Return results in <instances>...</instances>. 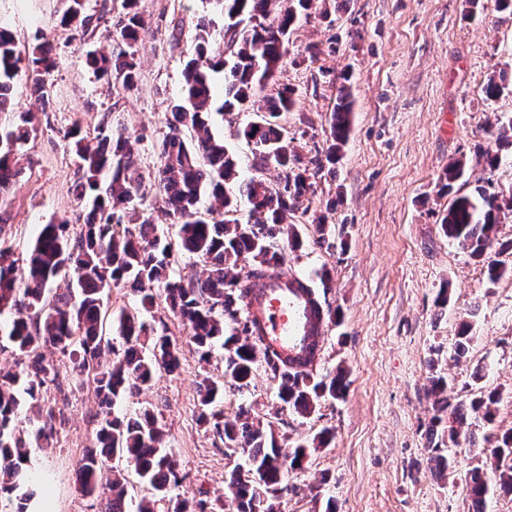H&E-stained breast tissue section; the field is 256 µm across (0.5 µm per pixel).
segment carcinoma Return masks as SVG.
Masks as SVG:
<instances>
[{
    "label": "carcinoma",
    "mask_w": 512,
    "mask_h": 512,
    "mask_svg": "<svg viewBox=\"0 0 512 512\" xmlns=\"http://www.w3.org/2000/svg\"><path fill=\"white\" fill-rule=\"evenodd\" d=\"M66 8L56 24L83 36L90 30L92 16L84 0H65ZM315 0H212L224 15L222 43L212 41L209 21L196 24L194 55L183 71L182 99L173 114L174 122L160 148L156 182L167 205V216L180 225L177 247L203 263L201 275L187 282L167 273L171 245L162 243L156 225L144 219L134 230L122 233L114 225L135 215L144 204L142 178L135 159L136 139L122 128L107 123L88 137L80 121L69 131L79 158L80 177L74 193L78 206V230L70 221L43 224L28 258L27 275L19 278L10 248L0 242V316L10 322L7 341L16 356V368L0 369V499H17L14 512H24L26 494L15 495L28 478V449L48 445L55 438L56 409L40 399L44 388L59 385L66 367L80 381L91 380L99 398L100 414L95 428L96 448L81 460L76 477L87 496L110 490L100 501L98 512H127L129 473L124 462L147 485L137 512H155V504L166 501L167 512H206L203 502L172 497L185 476L168 448L166 434L155 413L149 409L118 416L112 412L115 400L126 392L149 384L165 371L180 367V347L166 333L148 329L136 312L117 316L103 306L102 295L114 287L130 289L139 309L148 311L164 298L173 315L188 326L202 358L210 354L215 340H223L226 354L224 376L242 391L252 381L256 364L263 362L271 377L279 381L278 398L295 413L307 417L317 403L329 396L339 399L346 391V376L336 374L316 379L313 375L319 350L311 347L296 358H282L262 350L263 338L243 316L245 300L254 289L264 286L268 273L277 269L291 286L307 288L309 280L297 279L278 244L287 235L292 246L299 245L294 227L283 226L285 215L304 205L310 184L303 172L295 171L299 158L290 148L279 118L296 105L294 89L284 85L266 105L256 98L283 66L288 42L298 15L312 9ZM141 0H121L123 9L115 27V40L125 45L116 54L90 50L87 66L125 92L137 87L138 65L130 48L142 40L145 31ZM53 67V45L42 40L20 47L14 35L0 27V112L12 111L11 89L22 76L30 94L43 106L52 100L46 74ZM351 93L343 91L331 114L330 134L316 159L335 164L349 139L353 117ZM250 111L253 117L237 130V136L252 146L256 173L231 193L227 185L236 181V154L211 131L213 114ZM34 130L32 117L19 116V123L0 129V187H9L20 174L18 145ZM274 162L284 177L272 182L264 177L265 166ZM214 199L216 206L202 215L201 195ZM250 205L248 219L238 218L239 199ZM512 213V198L499 201L481 193L478 197H457L441 219L445 236L474 257L483 255L501 214ZM242 261L252 263L247 281L235 269ZM65 285H60V282ZM314 312L328 322L336 319L320 294L310 298ZM116 329L122 344L115 345L109 330ZM54 350L61 359L46 357ZM36 402L34 417L22 420L17 384ZM224 384L209 377L199 389L198 421L212 431L224 447L241 451L244 464L230 474L228 485L238 501V512H274L273 500L288 491L284 484L279 444L272 426L243 421H224V414L211 409ZM499 393L450 402L438 406L432 427L448 418L456 424L448 439L456 441L457 428L471 414L490 418L491 405ZM329 432L315 436L289 454L290 467H303L310 453L329 442ZM495 477L480 467L469 472L468 490L474 512H487L496 492H512V431L501 436L489 449Z\"/></svg>",
    "instance_id": "cac0c4a2"
}]
</instances>
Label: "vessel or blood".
<instances>
[{"instance_id":"b4317fda","label":"vessel or blood","mask_w":512,"mask_h":512,"mask_svg":"<svg viewBox=\"0 0 512 512\" xmlns=\"http://www.w3.org/2000/svg\"><path fill=\"white\" fill-rule=\"evenodd\" d=\"M245 311L257 323L266 346L284 357L302 354L324 327L308 294L286 287L275 273L247 299Z\"/></svg>"}]
</instances>
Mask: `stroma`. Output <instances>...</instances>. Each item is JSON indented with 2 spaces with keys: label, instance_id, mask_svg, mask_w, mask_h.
I'll list each match as a JSON object with an SVG mask.
<instances>
[{
  "label": "stroma",
  "instance_id": "1",
  "mask_svg": "<svg viewBox=\"0 0 512 512\" xmlns=\"http://www.w3.org/2000/svg\"><path fill=\"white\" fill-rule=\"evenodd\" d=\"M335 3L328 15L312 12L297 21L277 81L295 90L297 104L281 123L306 167L330 133L343 84H350L355 100L341 161L312 177L309 213L286 216L302 241L287 248L289 265L303 277L328 270L327 301L339 313L324 328L316 373L344 368L347 389L302 417L284 407L277 380L260 367L248 390L225 387L215 406L228 421L248 409L251 421L271 423L286 449L330 429V442L313 451L303 468L286 469L288 491L275 500L276 512H325L329 505L334 512H472L467 472L512 430V251L499 249L512 241V217L496 224L480 258L451 242L440 219L460 195L512 197V148L497 138L498 118L512 115V84L491 101L484 93L490 77L512 75V14L498 11L494 0ZM85 4L93 27L82 38L54 25L60 0H0V19L20 43L41 35L56 47L50 106L41 107L20 79L13 111L0 114L2 128L16 113L35 115V130L20 149V178L0 195V237L20 268L41 225L76 216L80 172L68 131L77 119L89 132L106 120L139 135L145 212L163 240H177L178 227L165 216L154 182L158 146L180 98L199 16H209L217 42L224 19L206 0H142L148 33L136 46L139 84L123 94L85 64L86 49L116 50L121 0ZM250 118L233 113L212 123L213 133L237 154L244 178L253 175L255 160L236 132ZM488 151L502 157L493 172L482 158ZM455 160L463 162L464 174L443 189L444 171ZM317 214L324 226L314 224ZM323 233L336 248L318 245ZM491 261L508 268V275L490 281ZM142 319L147 328L178 338L181 367L120 397L114 411L153 410L185 476L177 495L204 500L215 512H236L227 479L243 458L197 422L199 384L206 376L222 377L224 350L214 345L208 360H201L164 301ZM465 321L472 323L474 339L458 358L454 347ZM438 375L450 380L446 394L453 399L491 390L501 395L492 419L469 416L450 448L457 466L449 476L432 462L426 434L436 401L430 379ZM44 396L58 401L64 422L52 447L29 450L35 495L27 512H98V499L83 495L75 477L96 446L94 389L70 385Z\"/></svg>",
  "mask_w": 512,
  "mask_h": 512
}]
</instances>
